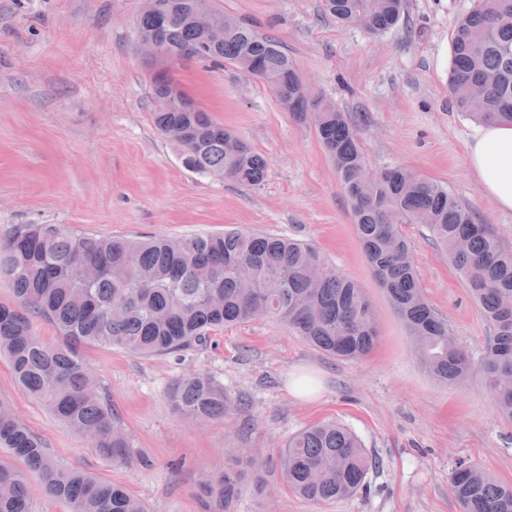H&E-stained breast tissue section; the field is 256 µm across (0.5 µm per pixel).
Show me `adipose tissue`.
Returning <instances> with one entry per match:
<instances>
[{"instance_id":"1","label":"adipose tissue","mask_w":512,"mask_h":512,"mask_svg":"<svg viewBox=\"0 0 512 512\" xmlns=\"http://www.w3.org/2000/svg\"><path fill=\"white\" fill-rule=\"evenodd\" d=\"M467 162L498 207L512 211V125L480 127L467 146Z\"/></svg>"}]
</instances>
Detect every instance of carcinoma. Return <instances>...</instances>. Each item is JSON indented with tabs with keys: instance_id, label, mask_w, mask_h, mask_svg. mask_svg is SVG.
Returning <instances> with one entry per match:
<instances>
[{
	"instance_id": "1",
	"label": "carcinoma",
	"mask_w": 512,
	"mask_h": 512,
	"mask_svg": "<svg viewBox=\"0 0 512 512\" xmlns=\"http://www.w3.org/2000/svg\"><path fill=\"white\" fill-rule=\"evenodd\" d=\"M193 0H144L137 19L143 38L163 25L167 66L197 59L231 65L276 90L299 123L313 125L347 197L352 223L377 283L404 322L417 360L443 384L480 378L498 414L512 421V248L477 222L448 188L402 167L373 168L347 113L302 93L296 63L278 41L232 15L216 41L194 19ZM325 15L344 26L369 23L379 36L404 18L405 0H322ZM448 92L458 111L483 124L512 123V0H475L451 37ZM174 140L182 164L202 176L256 186L266 161L202 109L153 112ZM423 224L448 255L494 336L476 363L430 306L403 232ZM0 278L16 303L0 305V355L16 384L100 453L127 459L130 442L82 358L97 345L142 356L175 355L209 331L275 318L318 351L342 359L368 354L377 340L373 306L362 288L327 263L313 246L286 237L232 229L221 235L147 240L90 235L63 224H17L0 236ZM63 336L57 345L36 335L33 316ZM168 400L182 418L203 423L233 402L211 377H178ZM0 447L24 472L0 460V512H31L27 472L70 512H149L122 486L59 464L42 441L0 402ZM372 459L351 430L311 424L288 438L281 469L290 489L316 503L349 498L363 487ZM265 491L254 466L224 467L198 486L203 512H235L246 484ZM450 489L462 512H512V485L460 463Z\"/></svg>"
}]
</instances>
